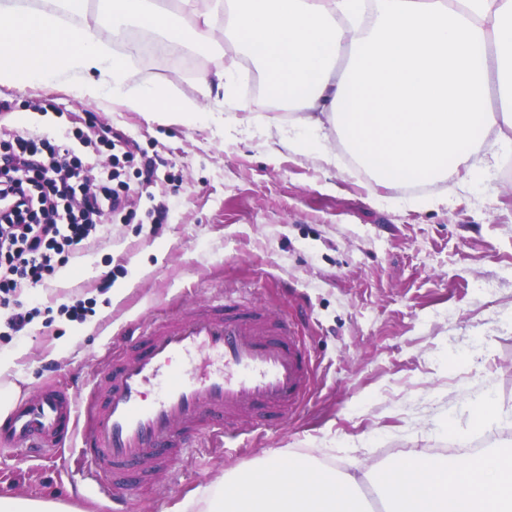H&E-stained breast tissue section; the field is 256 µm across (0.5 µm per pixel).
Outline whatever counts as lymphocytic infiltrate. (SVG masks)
Wrapping results in <instances>:
<instances>
[{"mask_svg": "<svg viewBox=\"0 0 512 512\" xmlns=\"http://www.w3.org/2000/svg\"><path fill=\"white\" fill-rule=\"evenodd\" d=\"M81 166L78 155L44 136L15 130L0 140V305L11 307L7 323L14 332L37 315L14 304L18 290L53 275L126 208L120 164L92 191Z\"/></svg>", "mask_w": 512, "mask_h": 512, "instance_id": "lymphocytic-infiltrate-1", "label": "lymphocytic infiltrate"}]
</instances>
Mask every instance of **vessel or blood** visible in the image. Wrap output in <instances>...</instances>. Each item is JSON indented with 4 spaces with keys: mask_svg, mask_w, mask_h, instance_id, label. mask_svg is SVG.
Segmentation results:
<instances>
[{
    "mask_svg": "<svg viewBox=\"0 0 512 512\" xmlns=\"http://www.w3.org/2000/svg\"><path fill=\"white\" fill-rule=\"evenodd\" d=\"M217 353L223 371L200 376L178 363L198 351ZM307 350L287 322L254 304L223 297L153 322L87 383L84 396L49 387L18 401L0 424V443L41 457L80 439V458L101 491L148 481L174 449L220 437L226 424L275 423L308 391ZM158 393L145 401L147 385Z\"/></svg>",
    "mask_w": 512,
    "mask_h": 512,
    "instance_id": "b4317fda",
    "label": "vessel or blood"
}]
</instances>
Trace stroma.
<instances>
[{
  "label": "stroma",
  "instance_id": "obj_1",
  "mask_svg": "<svg viewBox=\"0 0 512 512\" xmlns=\"http://www.w3.org/2000/svg\"><path fill=\"white\" fill-rule=\"evenodd\" d=\"M195 44L194 69L148 66L127 41L128 86H161L205 104L186 123L164 111L128 110L112 98L81 99L62 81L0 86V128L22 127L84 149L76 128L122 135L134 160L124 219L102 227L69 262L22 288L40 314L22 333L0 308V398L38 393L48 380L81 390L126 332L228 290L288 320L312 367L301 407L278 424L227 429L220 448H183L152 481L104 497L74 468L70 451L33 458L0 445V497L56 501L75 512H168L193 491L253 469L271 452L331 462L387 465L414 450L512 446V147L497 164L418 188L377 184L331 120L309 133L300 109H268L260 73L223 39ZM228 68L224 92L206 93L203 70ZM311 141L300 150L298 138ZM154 183L141 185L144 158ZM447 196V205L436 199ZM166 221L154 227L151 212ZM112 290H100L104 276ZM92 301L73 321L60 304ZM492 401L501 413L482 425Z\"/></svg>",
  "mask_w": 512,
  "mask_h": 512
}]
</instances>
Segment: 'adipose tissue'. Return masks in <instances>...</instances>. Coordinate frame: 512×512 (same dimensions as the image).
I'll use <instances>...</instances> for the list:
<instances>
[{"label":"adipose tissue","instance_id":"1","mask_svg":"<svg viewBox=\"0 0 512 512\" xmlns=\"http://www.w3.org/2000/svg\"><path fill=\"white\" fill-rule=\"evenodd\" d=\"M106 2L113 29L132 23L177 45L207 41L224 10L226 38L279 99L302 106L300 124L335 120L357 162L392 187L472 168L491 140L512 136V0H181L177 12L157 0ZM88 12L89 0H0V85L68 80L86 100L112 96L134 112H200L150 86L126 91L125 63L105 53Z\"/></svg>","mask_w":512,"mask_h":512}]
</instances>
